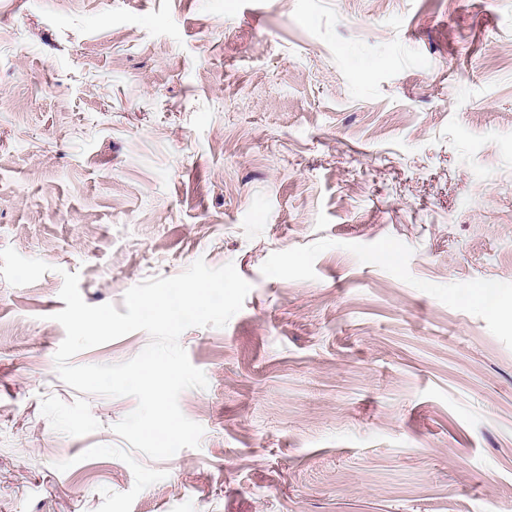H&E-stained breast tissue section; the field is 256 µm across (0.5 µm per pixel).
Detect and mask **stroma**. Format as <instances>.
<instances>
[{
    "mask_svg": "<svg viewBox=\"0 0 512 512\" xmlns=\"http://www.w3.org/2000/svg\"><path fill=\"white\" fill-rule=\"evenodd\" d=\"M6 247L52 270L0 278V512L134 484L82 457L136 401L58 376L63 272L119 307L200 258L251 290L131 512H512V321L462 295L512 297V0H0Z\"/></svg>",
    "mask_w": 512,
    "mask_h": 512,
    "instance_id": "obj_1",
    "label": "stroma"
}]
</instances>
